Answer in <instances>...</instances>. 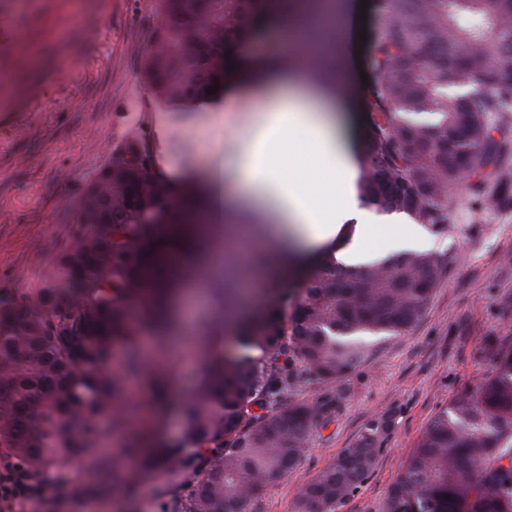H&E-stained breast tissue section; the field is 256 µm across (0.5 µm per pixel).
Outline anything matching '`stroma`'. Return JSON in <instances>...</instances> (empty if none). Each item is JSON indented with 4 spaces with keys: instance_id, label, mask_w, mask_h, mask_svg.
I'll return each instance as SVG.
<instances>
[{
    "instance_id": "35a3bbf8",
    "label": "stroma",
    "mask_w": 512,
    "mask_h": 512,
    "mask_svg": "<svg viewBox=\"0 0 512 512\" xmlns=\"http://www.w3.org/2000/svg\"><path fill=\"white\" fill-rule=\"evenodd\" d=\"M158 0H0V291L33 288L79 229L93 177L129 133L166 163L168 117L142 78ZM425 250L447 262L423 319L349 378L334 423L257 512H292L298 491L373 417L394 427L370 478L337 512H381L430 420L494 367L483 341L512 333V206L459 191L448 232Z\"/></svg>"
}]
</instances>
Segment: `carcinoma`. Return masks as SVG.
<instances>
[{"instance_id":"1","label":"carcinoma","mask_w":512,"mask_h":512,"mask_svg":"<svg viewBox=\"0 0 512 512\" xmlns=\"http://www.w3.org/2000/svg\"><path fill=\"white\" fill-rule=\"evenodd\" d=\"M275 0H160L166 24L154 35L143 76L156 100L181 111L234 79L239 42L271 23L288 25ZM372 24L363 97L371 120L356 144L359 199L380 214H404L439 234L448 206L469 176L467 191L512 204V184L498 178L512 159V126L489 125L512 112V0H371ZM323 39L322 60L269 56L311 68L342 91ZM465 87L453 94L449 89ZM112 195L103 209L88 193L79 218L97 219L76 233L35 288L0 296V489L15 483L25 499L0 493V512L37 506L80 512L82 498L101 491L79 474L57 469L60 454L90 459L127 492L158 477L153 512H253L276 480L295 469L310 440L348 399L336 382L357 374L375 346L422 319L446 261L406 251L376 264L345 266L323 259L295 290L270 296L239 325L232 355L219 353L183 414L181 436L155 439L138 455L133 440L103 452L98 417L130 429L126 377L145 379L141 342L159 323L158 302L130 311L150 285L163 295L178 281L163 254L178 253L170 224L181 223L196 189L156 170L150 147L129 134L115 161ZM493 371L436 414L389 486L382 512H512V335L491 336ZM124 369L112 368L115 351ZM316 384L315 401L291 400L299 382ZM394 415L363 431L293 502V512H336L369 478L393 428Z\"/></svg>"}]
</instances>
